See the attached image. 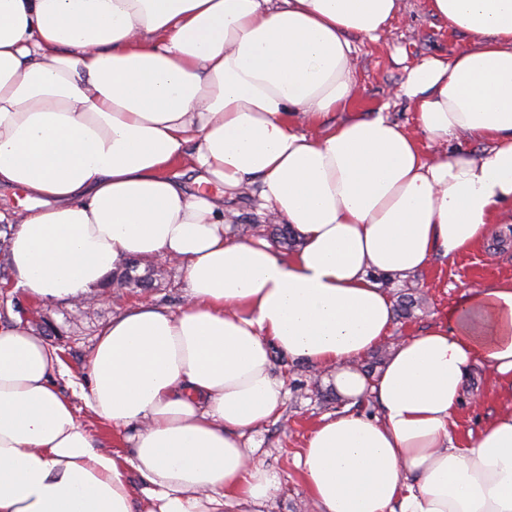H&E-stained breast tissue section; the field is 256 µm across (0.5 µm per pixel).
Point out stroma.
Segmentation results:
<instances>
[{
    "mask_svg": "<svg viewBox=\"0 0 512 512\" xmlns=\"http://www.w3.org/2000/svg\"><path fill=\"white\" fill-rule=\"evenodd\" d=\"M403 13L392 23V32L380 42L360 43L354 61L358 93L353 107L358 111L385 109L389 118L406 128L415 125L413 114L404 99L395 97L407 66L421 58L435 55L453 57L469 45L467 36L450 32L440 20L432 17L427 0H404ZM512 276V224L502 225L498 235L488 244L472 249L453 259L435 257L425 269L395 281L392 289L399 292L414 289L426 299L424 309L414 316L396 318L390 343L414 337L437 322L448 308L458 303L463 293L490 281ZM10 269H0V301L10 302L12 311L28 327L62 352V363L70 374L60 380V387L84 377L89 353L99 332L108 325L119 307L148 299L159 306L178 310L183 303L184 273L180 265L165 267L163 274L145 294L129 293L119 302H95L87 319L74 320L75 303L59 300L42 304L27 300L15 291ZM275 374L286 378L288 396L281 416L259 427L253 433L257 455L278 472L282 487L265 512H312L297 465V456L313 428L323 417L354 407L365 414L376 412L374 399L366 398L351 405L336 397L335 389L324 383L323 376L309 365L288 360L280 351H273ZM471 388L481 396L479 407H463L455 418L459 436L481 429L503 405L490 373L474 376Z\"/></svg>",
    "mask_w": 512,
    "mask_h": 512,
    "instance_id": "obj_1",
    "label": "stroma"
}]
</instances>
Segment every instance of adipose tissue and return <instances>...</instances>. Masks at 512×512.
Masks as SVG:
<instances>
[{
    "label": "adipose tissue",
    "mask_w": 512,
    "mask_h": 512,
    "mask_svg": "<svg viewBox=\"0 0 512 512\" xmlns=\"http://www.w3.org/2000/svg\"><path fill=\"white\" fill-rule=\"evenodd\" d=\"M428 2L470 46L408 69L413 135L350 109L356 42L401 0H0V187L31 201L0 211L16 287L75 299L149 258L186 289L178 310L113 316L75 400L57 348L0 323V512H263L280 481L249 435L285 402L276 349L379 407L326 418L299 453L318 512H512V409L466 446L451 433L474 367L512 394V277L396 343L375 380L355 368L394 324L381 277L512 223V0ZM256 184L295 250L230 238L224 198Z\"/></svg>",
    "instance_id": "adipose-tissue-1"
}]
</instances>
